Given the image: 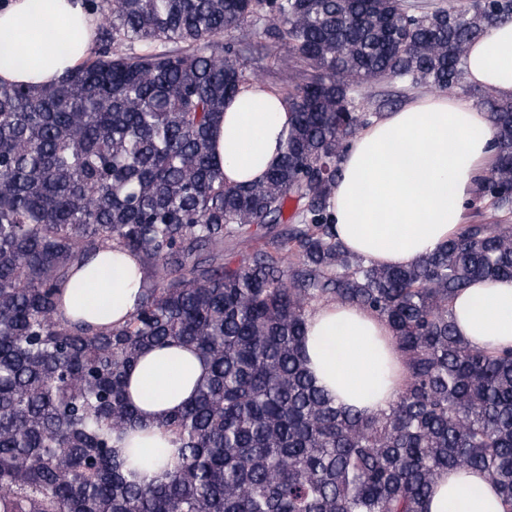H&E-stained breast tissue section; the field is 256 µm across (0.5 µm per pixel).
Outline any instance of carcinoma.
<instances>
[{
  "label": "carcinoma",
  "instance_id": "cac0c4a2",
  "mask_svg": "<svg viewBox=\"0 0 512 512\" xmlns=\"http://www.w3.org/2000/svg\"><path fill=\"white\" fill-rule=\"evenodd\" d=\"M86 2L104 15L90 57L38 91L0 83V512H428L437 477L471 469L512 512V350L471 346L450 310L471 282L512 279V99L479 94L486 221L390 267L345 249L329 211L370 121L358 88H462L469 45L512 21V0L420 15L406 0ZM260 12L313 75L283 94L280 163L231 186L212 135L248 82L219 38ZM115 248L145 270L135 310L100 329L61 320L70 269ZM333 303L391 329L406 384L387 408L346 409L310 374L307 318ZM175 342L207 374L159 423L177 455L142 485L115 452L142 425L128 378Z\"/></svg>",
  "mask_w": 512,
  "mask_h": 512
}]
</instances>
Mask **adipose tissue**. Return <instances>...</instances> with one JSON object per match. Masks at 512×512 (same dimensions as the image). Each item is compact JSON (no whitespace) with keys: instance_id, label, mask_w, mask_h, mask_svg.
I'll return each instance as SVG.
<instances>
[{"instance_id":"obj_1","label":"adipose tissue","mask_w":512,"mask_h":512,"mask_svg":"<svg viewBox=\"0 0 512 512\" xmlns=\"http://www.w3.org/2000/svg\"><path fill=\"white\" fill-rule=\"evenodd\" d=\"M97 27L85 0H0V82L33 89L59 82L88 53ZM463 67L470 83L512 99V22L490 27L469 47ZM291 118L287 101L262 84L243 88L224 107L213 152L230 185L261 182L282 156ZM488 115L443 92L407 103L361 129L344 150L329 210L336 237L349 251L380 266H407L457 234L492 156ZM144 277L137 255L103 251L73 266L62 314L123 323ZM111 309L109 320L95 308ZM458 336L494 351L512 348V279L479 280L455 296ZM316 384L347 409L380 410L396 399L404 368L384 320L358 305L329 304L307 321L303 341ZM207 373L197 352L171 346L147 351L129 393L144 422L120 450L153 459L138 482L158 480L176 453L160 421L194 396ZM428 512H504L498 489L482 472L441 473Z\"/></svg>"}]
</instances>
